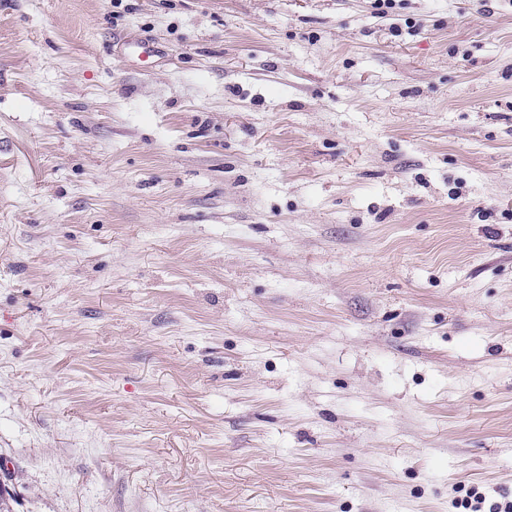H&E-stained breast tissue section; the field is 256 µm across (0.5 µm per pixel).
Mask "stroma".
Segmentation results:
<instances>
[{
	"label": "stroma",
	"mask_w": 512,
	"mask_h": 512,
	"mask_svg": "<svg viewBox=\"0 0 512 512\" xmlns=\"http://www.w3.org/2000/svg\"><path fill=\"white\" fill-rule=\"evenodd\" d=\"M371 3L0 0L15 512L512 499V0Z\"/></svg>",
	"instance_id": "obj_1"
}]
</instances>
